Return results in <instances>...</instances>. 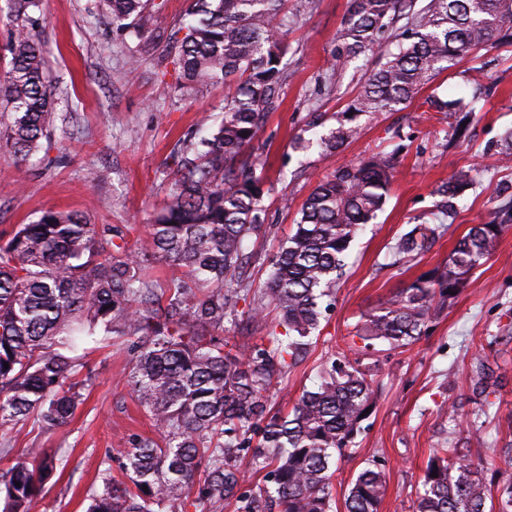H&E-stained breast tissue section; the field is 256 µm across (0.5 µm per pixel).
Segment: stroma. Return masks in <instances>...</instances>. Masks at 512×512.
Returning a JSON list of instances; mask_svg holds the SVG:
<instances>
[{
    "label": "stroma",
    "mask_w": 512,
    "mask_h": 512,
    "mask_svg": "<svg viewBox=\"0 0 512 512\" xmlns=\"http://www.w3.org/2000/svg\"><path fill=\"white\" fill-rule=\"evenodd\" d=\"M299 4L288 0L297 22L287 36L290 49L275 106L254 142L268 188L269 229L248 240L249 250L275 254L294 231L308 195L336 168L379 153L397 154L398 164L387 204L349 251L348 273L334 290L317 339L271 391L273 397L285 393L293 400L314 386L328 358L351 345L363 317L448 260L469 228L500 220L512 205V165L502 162V137L512 130V42L469 51L401 110L357 116L360 137L326 155L319 136L336 127L378 57L332 60L350 0H314L309 11ZM40 10L53 111L49 157L18 162L0 140V232L55 209L78 212L100 230L126 227L128 242H136L146 236L153 212L163 203L164 170L178 140L197 130L202 113L222 111L229 89L217 84L191 100L180 99L160 81L171 63L158 48L130 73L132 42L98 14L95 0H42ZM475 71L490 93L480 99L459 138L455 118L434 111L428 101L470 96ZM91 168L98 172L93 182L86 179ZM460 171L469 172L473 183L456 200L457 216L450 222L441 213L438 189ZM435 222L447 223L448 230L430 251L394 265V238L414 225ZM362 361L373 367L377 407L352 454L337 464L333 512H343L352 478L372 459L385 475L381 512L410 500L432 449L462 437L470 422L481 425L484 439L482 447L472 448V459L484 461L488 483L502 484L503 450L512 443V221L464 292L431 319L425 334L400 351L377 346ZM85 362L94 385L71 423L55 432L28 423L14 444L18 451L40 449L57 462L45 495L30 512H86L104 464H111L113 477H121V453L131 436L155 434L123 380L126 348L92 351ZM482 362L492 381L485 398L472 391ZM451 403L460 408L454 421L443 412Z\"/></svg>",
    "instance_id": "1"
}]
</instances>
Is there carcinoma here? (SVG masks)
<instances>
[{
	"label": "carcinoma",
	"instance_id": "cac0c4a2",
	"mask_svg": "<svg viewBox=\"0 0 512 512\" xmlns=\"http://www.w3.org/2000/svg\"><path fill=\"white\" fill-rule=\"evenodd\" d=\"M40 2L7 0L14 25L0 102L10 113L6 147L20 162L41 151L52 115L32 16ZM286 2L194 0L191 19L171 34L174 90L188 99L222 83L234 92L222 115L184 143V155L172 157L167 200L139 247L128 246L122 228H107L103 243L82 215L52 209L0 234V512H29L56 469L55 458L34 448L11 454L9 432L31 419L49 431L70 423L93 385L78 354L90 341L98 349L126 346L124 380L159 439L131 440L122 452L124 480L106 467L87 512H206L226 501L237 512H330L332 467L352 453L361 414L375 407L371 380L360 359L342 351L290 411L273 409L270 390L310 345L349 248L384 209L396 161L377 154L336 169L310 193L276 254L246 252L267 220L252 143L285 67ZM99 4L117 32L141 39L153 29L154 0ZM391 37L397 51L385 53L338 126L320 138L324 150L359 135L358 114L398 111L471 49L512 37V0H351L332 57L380 53ZM469 184L460 172L441 193L451 199ZM503 229L472 226L443 266L356 325L364 347L397 350L417 340L432 313L464 290ZM440 232V224L416 225L393 244L394 263L412 260ZM259 261L269 267L262 292L248 275ZM158 262L172 275L154 276ZM270 304L284 331L243 343L224 335ZM245 457L264 472L256 493L240 484ZM482 471L456 446L433 449L412 512H512V477L494 507ZM384 492V474L370 464L352 479L344 512H380Z\"/></svg>",
	"mask_w": 512,
	"mask_h": 512
}]
</instances>
